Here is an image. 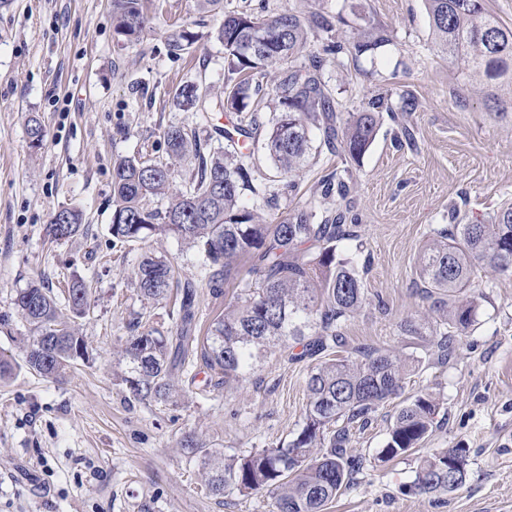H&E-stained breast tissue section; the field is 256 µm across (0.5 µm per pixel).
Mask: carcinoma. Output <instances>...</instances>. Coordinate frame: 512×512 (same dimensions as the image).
<instances>
[{
    "label": "carcinoma",
    "mask_w": 512,
    "mask_h": 512,
    "mask_svg": "<svg viewBox=\"0 0 512 512\" xmlns=\"http://www.w3.org/2000/svg\"><path fill=\"white\" fill-rule=\"evenodd\" d=\"M434 48L448 64L476 80L512 78V28L502 25L484 0H425ZM114 33L122 42L140 40L149 28L145 0H112ZM312 20L288 9L271 16L248 9L224 14L215 39L224 46L230 78L218 99L229 115L224 139L228 154L208 152L198 131L172 126L164 133L167 158H123L112 167V237L120 242H146L154 236L175 235L198 255L203 280L221 292L233 265L245 256L257 257L255 282L244 284L235 305L210 325L200 358L224 382L244 380L255 373L265 354L276 349L301 347L293 360L317 358L306 379L308 403L297 435L285 445L263 448L244 456L210 451L193 435L181 444L185 453L199 458L208 491L214 496L266 490L274 512H326L355 480L361 459L348 454L351 429L366 425L388 400L398 397L416 360L392 350L348 346L341 329L364 308L367 294L363 274L366 263L357 252L338 251L343 241L358 238L356 225L346 212L318 211L314 201L294 207L276 224L261 222L256 205L243 202L266 198L269 179L255 166L254 151L240 139H256L260 123L249 110L259 79L278 68L282 77L276 92L279 111L273 113L264 148L276 171L295 177L309 162L311 131L318 130L324 144L352 160L373 143L379 121L380 97L341 122L332 91L322 79L325 57L343 51L371 52L386 38L358 35L349 43L329 40L323 55L311 56L307 66L294 62L305 49ZM197 35L178 30L166 41L167 53L179 57L196 42ZM186 111H198L203 94L195 84L176 93ZM192 166L189 188L174 184L175 168ZM352 171L334 173L321 182V197L343 200L350 191ZM168 198L160 211L149 206L153 197ZM82 226V214L64 208L50 219L47 234L61 243ZM485 261L495 273H512V204L501 208L486 224H455L433 230L431 242L418 256L422 297L434 300L433 312H446L430 330L428 341L437 362L445 364L454 350L453 328L464 332L477 322L485 295L475 287V263ZM140 295L151 301L167 298L180 289L177 335L155 327L130 324L118 352L120 379L138 401H166L171 395L170 374L175 364L194 356L195 288L180 282L171 262L144 253L133 271ZM67 303L75 316L86 313L89 288L82 278L72 279ZM14 307L33 331L24 347L27 369L44 378H57L74 364L87 360V347L60 312L56 298L41 282L21 289ZM440 403L429 390L406 399L390 427L377 460L388 462L408 455L425 441L436 425ZM467 450L443 448L418 460L408 491L433 494L458 490L466 481Z\"/></svg>",
    "instance_id": "cac0c4a2"
}]
</instances>
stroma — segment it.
I'll list each match as a JSON object with an SVG mask.
<instances>
[{"label":"stroma","mask_w":512,"mask_h":512,"mask_svg":"<svg viewBox=\"0 0 512 512\" xmlns=\"http://www.w3.org/2000/svg\"><path fill=\"white\" fill-rule=\"evenodd\" d=\"M264 4L327 17L332 33L313 31L311 51L329 35L381 30L378 49L329 60L323 77L343 113L383 98L377 135L358 162L313 138L315 158L292 191L264 207L276 222L321 198L333 171L354 172L352 217L368 260V305L342 328L349 344L399 351L419 360L405 395L429 388L441 409L418 455L377 462L403 398L387 401L367 426L354 428L348 451L363 469L327 512H512V274L488 272L476 325L459 335L448 363L434 361L424 339L402 335V320L436 321L420 295L417 259L432 229L488 220L512 203V112L474 92L433 48L424 0H224L203 13L195 0H152V27L140 41L118 42L112 0H12L0 8V355L21 359L30 330L13 299L32 281L64 298L85 279L90 307L77 324L90 360L52 380L19 368L0 382V512H272L263 490L209 495L198 460L180 442L195 434L210 449L243 455L292 440L308 396L313 360L267 354L250 378L216 387L202 364L173 370L168 401L140 402L112 368L113 350L134 320L173 328L172 303L140 297L132 275L142 249L114 241L112 165L163 150L172 126L196 127L211 150L225 147L215 107L186 112L174 101L186 84L220 96L224 48L214 34L228 10ZM185 27L199 39L174 59L168 34ZM415 100L402 111L403 100ZM45 130L31 149L28 115ZM83 213V230L56 244L46 237L60 207ZM467 449L469 475L444 495L406 492L417 458L442 448Z\"/></svg>","instance_id":"obj_1"}]
</instances>
